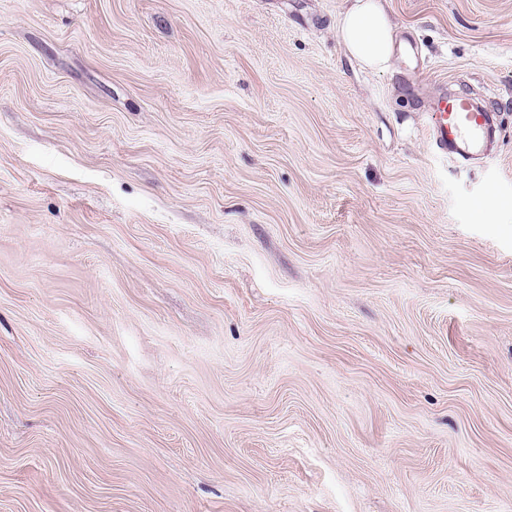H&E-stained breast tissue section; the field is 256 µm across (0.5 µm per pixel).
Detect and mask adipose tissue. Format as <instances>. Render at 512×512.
<instances>
[{
  "instance_id": "1",
  "label": "adipose tissue",
  "mask_w": 512,
  "mask_h": 512,
  "mask_svg": "<svg viewBox=\"0 0 512 512\" xmlns=\"http://www.w3.org/2000/svg\"><path fill=\"white\" fill-rule=\"evenodd\" d=\"M338 34L347 52L365 67H388L393 37L381 0H350L340 17Z\"/></svg>"
}]
</instances>
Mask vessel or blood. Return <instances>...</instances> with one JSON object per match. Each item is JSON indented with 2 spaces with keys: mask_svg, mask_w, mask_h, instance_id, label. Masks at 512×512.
I'll use <instances>...</instances> for the list:
<instances>
[{
  "mask_svg": "<svg viewBox=\"0 0 512 512\" xmlns=\"http://www.w3.org/2000/svg\"><path fill=\"white\" fill-rule=\"evenodd\" d=\"M428 120L440 149L458 156L479 151L495 133L493 113L478 110L460 95H439Z\"/></svg>",
  "mask_w": 512,
  "mask_h": 512,
  "instance_id": "b4317fda",
  "label": "vessel or blood"
}]
</instances>
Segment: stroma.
Instances as JSON below:
<instances>
[{
    "label": "stroma",
    "instance_id": "stroma-1",
    "mask_svg": "<svg viewBox=\"0 0 512 512\" xmlns=\"http://www.w3.org/2000/svg\"><path fill=\"white\" fill-rule=\"evenodd\" d=\"M383 2L0 0V512H512V0ZM338 25L347 52L365 67L384 70L393 53V37L382 0H346ZM428 120L440 149L458 156L479 151L495 133L494 113L478 110L460 95H439Z\"/></svg>",
    "mask_w": 512,
    "mask_h": 512
}]
</instances>
